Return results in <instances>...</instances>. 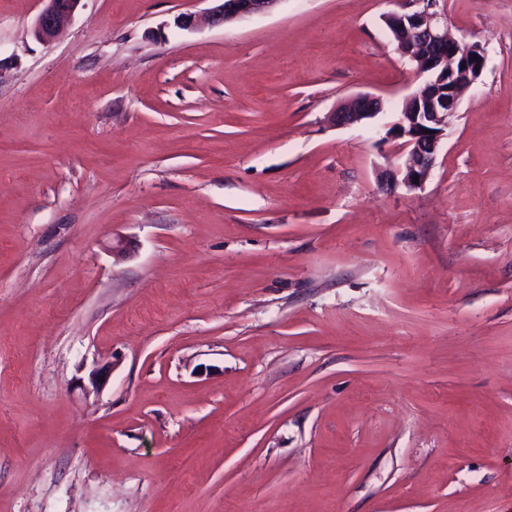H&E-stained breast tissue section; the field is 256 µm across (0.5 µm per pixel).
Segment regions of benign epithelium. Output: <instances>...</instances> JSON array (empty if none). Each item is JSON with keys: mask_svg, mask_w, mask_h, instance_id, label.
Here are the masks:
<instances>
[{"mask_svg": "<svg viewBox=\"0 0 512 512\" xmlns=\"http://www.w3.org/2000/svg\"><path fill=\"white\" fill-rule=\"evenodd\" d=\"M44 8L37 16L34 35L51 42L73 21L82 0H41ZM277 0H218L209 10L212 26L261 14ZM411 9L384 15L398 53L415 64L423 79L406 99L404 113L386 135L402 140L399 163L393 177L410 189L422 187L435 164L440 141L448 127V117L457 111L460 92L472 85L485 66L483 49L464 37L448 34L447 20L432 10L434 0H406ZM381 100L372 95H357L339 104L330 113L333 125L361 124L376 117Z\"/></svg>", "mask_w": 512, "mask_h": 512, "instance_id": "7a95c632", "label": "benign epithelium"}]
</instances>
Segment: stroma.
<instances>
[{"label": "stroma", "mask_w": 512, "mask_h": 512, "mask_svg": "<svg viewBox=\"0 0 512 512\" xmlns=\"http://www.w3.org/2000/svg\"><path fill=\"white\" fill-rule=\"evenodd\" d=\"M403 5L0 0V512H512V0H436L486 61L416 189ZM44 8L37 16L34 35L40 42H51L58 32L73 21L82 0H41ZM220 2L209 10L211 26L227 23L268 11L279 0H211ZM381 100L372 95H357L339 104L330 116L334 126H350L367 122L381 111Z\"/></svg>", "instance_id": "obj_1"}]
</instances>
